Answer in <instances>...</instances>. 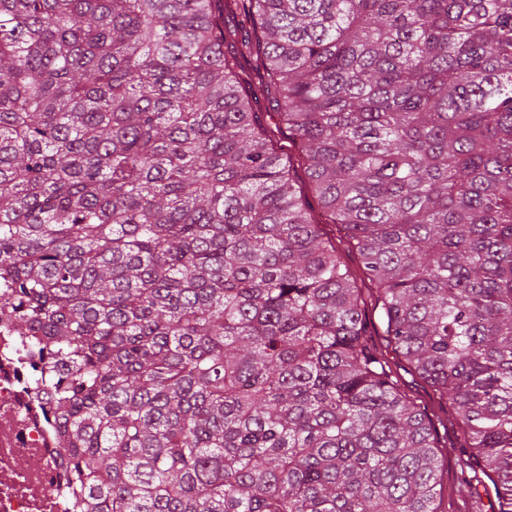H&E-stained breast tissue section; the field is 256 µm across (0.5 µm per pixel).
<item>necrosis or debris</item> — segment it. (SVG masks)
I'll return each mask as SVG.
<instances>
[{"instance_id":"4bbe7bcc","label":"necrosis or debris","mask_w":512,"mask_h":512,"mask_svg":"<svg viewBox=\"0 0 512 512\" xmlns=\"http://www.w3.org/2000/svg\"><path fill=\"white\" fill-rule=\"evenodd\" d=\"M33 362L0 331V512H74L59 493L65 464L39 410Z\"/></svg>"}]
</instances>
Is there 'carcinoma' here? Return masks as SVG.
Instances as JSON below:
<instances>
[{
    "instance_id": "1",
    "label": "carcinoma",
    "mask_w": 512,
    "mask_h": 512,
    "mask_svg": "<svg viewBox=\"0 0 512 512\" xmlns=\"http://www.w3.org/2000/svg\"><path fill=\"white\" fill-rule=\"evenodd\" d=\"M361 283L512 512V0H0V313L80 512H438Z\"/></svg>"
}]
</instances>
